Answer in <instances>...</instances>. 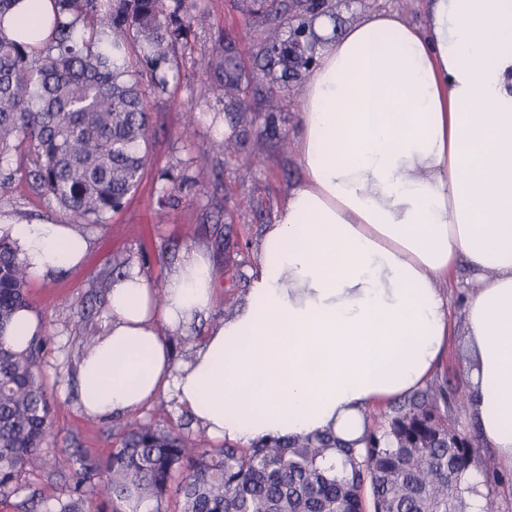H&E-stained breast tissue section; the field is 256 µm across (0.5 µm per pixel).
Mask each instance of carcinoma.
Instances as JSON below:
<instances>
[{"label":"carcinoma","mask_w":512,"mask_h":512,"mask_svg":"<svg viewBox=\"0 0 512 512\" xmlns=\"http://www.w3.org/2000/svg\"><path fill=\"white\" fill-rule=\"evenodd\" d=\"M20 0H0V176L12 179V157H32L31 186L52 196L70 221L104 224L137 189L149 161L147 90L163 92L176 45L187 40L196 0H57L51 46L38 57L1 24ZM269 32L260 49L270 111L288 86L285 21L314 29L307 0H253ZM138 48L132 64L128 46ZM195 105L218 92L235 113V136L255 117L241 99L247 82L233 51L219 46L202 68ZM28 272L8 234L0 235V504L24 512H467L473 473L504 484L478 441L453 438L448 380H437L392 408L387 428L364 447L330 434L210 448L149 419L120 429L102 459L49 447L57 400L38 371L49 337L17 352L4 331L32 308ZM69 479L52 500L37 496L26 475L46 455Z\"/></svg>","instance_id":"carcinoma-1"}]
</instances>
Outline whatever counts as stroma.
Instances as JSON below:
<instances>
[{
  "label": "stroma",
  "instance_id": "1",
  "mask_svg": "<svg viewBox=\"0 0 512 512\" xmlns=\"http://www.w3.org/2000/svg\"><path fill=\"white\" fill-rule=\"evenodd\" d=\"M251 7V0H197L192 52L178 56V73L165 92L146 97L152 116L150 161L138 189L106 223L84 225L92 247L81 266L60 276L29 280L33 310L51 338L41 372L49 394L59 401L52 419V447L104 456L117 439V423L151 417L179 425L191 437L203 436L166 395L118 421L90 417L78 402L76 374L85 337L100 335L107 326L106 298L113 279L137 266L155 286H162L174 259L200 247L214 267L216 289L212 307L182 331V341L175 346L176 360H184L198 337L213 322L230 316L244 299L263 228L273 222L288 191L303 177L296 153L299 87L283 90L277 98L279 137L262 133L266 84L256 77L262 35L251 23ZM223 39L235 46L246 72L254 76L247 102L255 123L242 142L230 140L228 114L190 109L200 92V62ZM220 140L225 143L221 149L216 146ZM165 171L184 180L176 191V205L166 210L158 203ZM64 217L52 196L30 188L22 169L0 184V219L19 224ZM472 277L465 266L453 276L449 304L456 343L437 373L459 396L469 388L465 301Z\"/></svg>",
  "mask_w": 512,
  "mask_h": 512
}]
</instances>
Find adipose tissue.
I'll list each match as a JSON object with an SVG mask.
<instances>
[{"label":"adipose tissue","mask_w":512,"mask_h":512,"mask_svg":"<svg viewBox=\"0 0 512 512\" xmlns=\"http://www.w3.org/2000/svg\"><path fill=\"white\" fill-rule=\"evenodd\" d=\"M56 0H22L0 25L46 50ZM304 178L267 225L243 305L187 360L163 334L211 307L205 250L180 254L156 304L133 268L112 282L108 327L78 364L86 415L163 394L209 437L247 446L330 432L417 391L453 341L439 287L479 277L465 308L480 441L512 468V0H426V20L374 12L328 39L302 86ZM30 275L91 247L61 222L0 224Z\"/></svg>","instance_id":"obj_1"}]
</instances>
